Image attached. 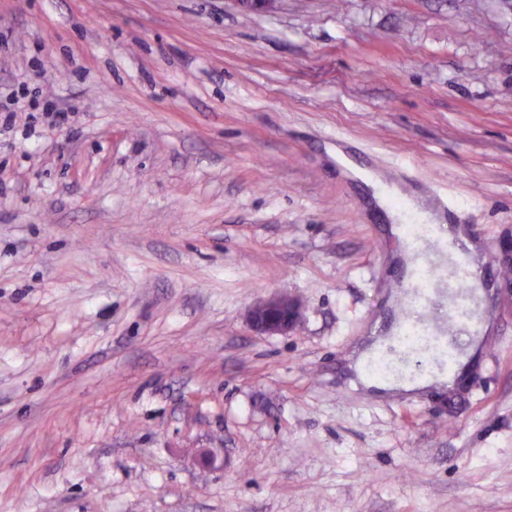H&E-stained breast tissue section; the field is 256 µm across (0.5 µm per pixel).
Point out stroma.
<instances>
[{
	"label": "stroma",
	"mask_w": 512,
	"mask_h": 512,
	"mask_svg": "<svg viewBox=\"0 0 512 512\" xmlns=\"http://www.w3.org/2000/svg\"><path fill=\"white\" fill-rule=\"evenodd\" d=\"M7 114L0 512H512V284L453 388L363 385L405 246L331 155L502 265L507 0H0ZM302 302L291 295L272 293L253 305L247 312L250 328L263 336L285 335L300 322Z\"/></svg>",
	"instance_id": "35a3bbf8"
}]
</instances>
